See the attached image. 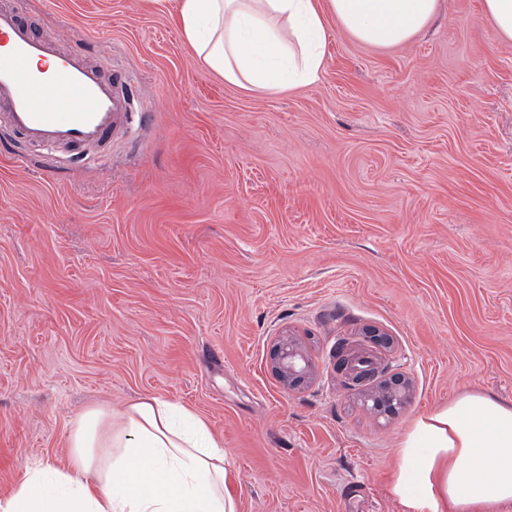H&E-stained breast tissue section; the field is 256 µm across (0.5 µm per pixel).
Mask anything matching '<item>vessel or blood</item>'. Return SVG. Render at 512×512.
Instances as JSON below:
<instances>
[{"label": "vessel or blood", "instance_id": "obj_1", "mask_svg": "<svg viewBox=\"0 0 512 512\" xmlns=\"http://www.w3.org/2000/svg\"><path fill=\"white\" fill-rule=\"evenodd\" d=\"M44 60L52 64L46 76L31 68ZM147 117L128 76H105L101 65L60 51L33 32L13 0H0V127L51 151L107 152Z\"/></svg>", "mask_w": 512, "mask_h": 512}]
</instances>
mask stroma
I'll list each match as a JSON object with an SVG mask.
<instances>
[{
    "label": "stroma",
    "mask_w": 512,
    "mask_h": 512,
    "mask_svg": "<svg viewBox=\"0 0 512 512\" xmlns=\"http://www.w3.org/2000/svg\"><path fill=\"white\" fill-rule=\"evenodd\" d=\"M36 34L128 71L150 128L109 157L0 129V497L60 466L86 407L141 395L200 415L238 512H403L396 448L463 391L512 399V43L443 0L395 48L338 26L311 85L225 84L178 0H18ZM411 383L392 417L347 390L341 340ZM311 377L286 388L280 339Z\"/></svg>",
    "instance_id": "stroma-1"
}]
</instances>
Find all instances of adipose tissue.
Here are the masks:
<instances>
[{
	"instance_id": "1",
	"label": "adipose tissue",
	"mask_w": 512,
	"mask_h": 512,
	"mask_svg": "<svg viewBox=\"0 0 512 512\" xmlns=\"http://www.w3.org/2000/svg\"><path fill=\"white\" fill-rule=\"evenodd\" d=\"M439 0H178L185 41L225 83L274 93L317 82L328 20L358 42L407 43ZM67 458L29 462L0 512H237L224 444L192 410L146 395L96 405L68 427ZM389 492L404 512L512 506V401L466 391L418 417Z\"/></svg>"
}]
</instances>
